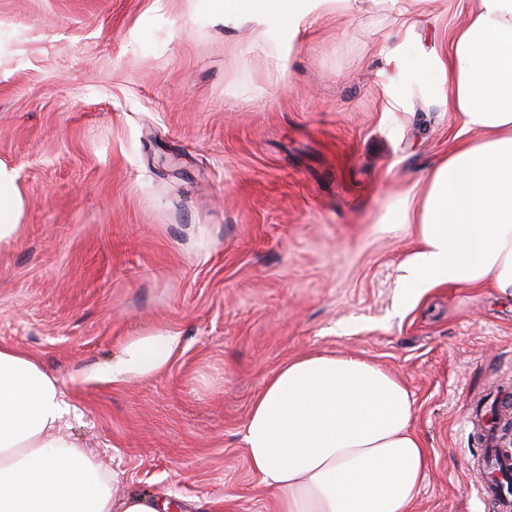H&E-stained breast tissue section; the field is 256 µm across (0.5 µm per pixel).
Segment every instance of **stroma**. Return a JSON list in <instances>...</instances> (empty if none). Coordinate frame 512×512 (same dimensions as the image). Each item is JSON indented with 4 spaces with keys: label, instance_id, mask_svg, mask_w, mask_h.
<instances>
[{
    "label": "stroma",
    "instance_id": "35a3bbf8",
    "mask_svg": "<svg viewBox=\"0 0 512 512\" xmlns=\"http://www.w3.org/2000/svg\"><path fill=\"white\" fill-rule=\"evenodd\" d=\"M476 0H356L288 38L261 0H0V162L24 198L0 346L55 376L65 430L119 478L203 512H272L242 433L289 359L398 377L431 451L415 512H487L470 416L512 393V300L407 299L402 224L461 121L434 60ZM180 346L115 385L135 336Z\"/></svg>",
    "mask_w": 512,
    "mask_h": 512
}]
</instances>
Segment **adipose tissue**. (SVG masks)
<instances>
[{"label": "adipose tissue", "mask_w": 512, "mask_h": 512, "mask_svg": "<svg viewBox=\"0 0 512 512\" xmlns=\"http://www.w3.org/2000/svg\"><path fill=\"white\" fill-rule=\"evenodd\" d=\"M350 5L266 0L252 19L277 17L293 36ZM436 63L463 138L429 169L422 200L404 201L418 245L400 264V286L487 287L512 299V0H480ZM23 211L15 173L0 164V255L19 241ZM178 344L161 331L126 341L113 381L161 373ZM68 411L56 377L0 347V512H163L154 497H114L116 474L69 438ZM413 417L409 391L389 371L308 354L266 381L243 442L275 512H414L430 450Z\"/></svg>", "instance_id": "1"}]
</instances>
